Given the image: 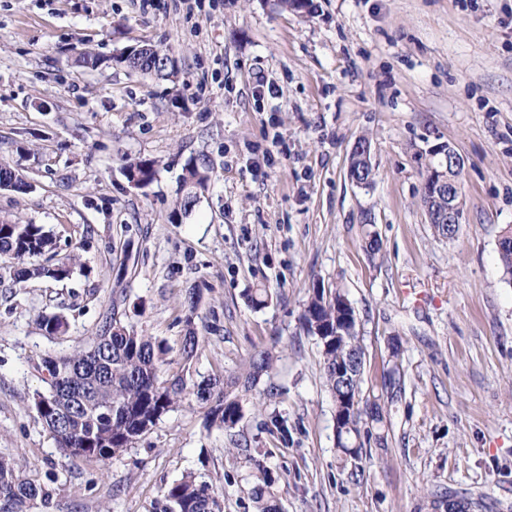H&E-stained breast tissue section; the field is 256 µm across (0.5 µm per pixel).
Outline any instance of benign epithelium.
<instances>
[{"label":"benign epithelium","mask_w":512,"mask_h":512,"mask_svg":"<svg viewBox=\"0 0 512 512\" xmlns=\"http://www.w3.org/2000/svg\"><path fill=\"white\" fill-rule=\"evenodd\" d=\"M430 156V174L423 187L428 223L458 225L463 216L461 186L457 178L448 177V172H459L463 165L462 159L449 144L433 148ZM441 198L447 200L446 207L431 205L433 200Z\"/></svg>","instance_id":"7a95c632"}]
</instances>
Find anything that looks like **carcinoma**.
<instances>
[{"instance_id":"obj_1","label":"carcinoma","mask_w":512,"mask_h":512,"mask_svg":"<svg viewBox=\"0 0 512 512\" xmlns=\"http://www.w3.org/2000/svg\"><path fill=\"white\" fill-rule=\"evenodd\" d=\"M132 72L161 79L172 77L158 66L155 58L145 54ZM156 173L155 160H139L126 166L127 179L146 186L154 181ZM209 179V172L195 164L184 168L180 177L181 198L170 213V220L192 212ZM3 180L15 183L18 193L32 187L22 172L0 163V181ZM78 249L75 245L60 258L57 238L43 225L1 219L0 258H8L10 265L0 267V279L7 277L14 285L39 278L64 281L80 265ZM498 253L504 273L512 278V237L503 239ZM344 297L337 290L327 299L324 290L314 288L302 315V327L307 334L315 337L320 333L326 342L322 347L326 385L343 406L344 380L336 377V365L344 360L349 348L363 353L356 311L340 308ZM186 303L188 314L181 351L183 358L189 360L200 344L194 329L196 294L190 293ZM39 326L47 335L55 336L67 331L68 322L60 314H42ZM169 351L164 342L123 324L114 311L102 315L97 336L89 346L44 358L41 369L48 373L44 378L47 389L35 393L34 406L59 449L68 456L105 461L149 433L185 391L180 377L161 380ZM273 360L270 352H259L251 358L244 375L205 378L194 385L192 394L197 401L209 405L211 421L229 431L242 419L249 393L256 387L258 376L271 369ZM363 414V409L345 411L344 424L349 429L339 447L353 460L362 455V446L355 445V438L360 436ZM275 483L276 478L264 469L261 483L248 490L256 512H279L273 493ZM45 497L44 488L19 481L12 461L0 456V512H28L31 502ZM164 497L175 505L177 512H217L220 508L212 486L192 474L170 484Z\"/></svg>"}]
</instances>
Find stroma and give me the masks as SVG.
I'll return each instance as SVG.
<instances>
[{
	"mask_svg": "<svg viewBox=\"0 0 512 512\" xmlns=\"http://www.w3.org/2000/svg\"><path fill=\"white\" fill-rule=\"evenodd\" d=\"M141 42L176 75L76 63ZM363 136L377 172L366 189L347 178ZM441 143L463 160L451 239L421 199ZM145 158L158 175L137 188L124 168ZM1 162L34 187L0 190V218L80 245L86 268L0 284V456L47 490L30 512H164L165 487L190 471L222 512H254L264 469L282 512H435L446 497L512 512V281L498 258L512 227V0H205L191 18L182 0H0ZM191 163L208 187L169 222ZM317 284L355 308L360 399L380 407L354 464L302 327ZM261 291L267 305L252 307ZM114 306L167 342L166 374L189 386L272 352L232 432L185 397L120 456L60 454L33 406L39 364L92 343ZM42 313L65 315L68 333L44 335ZM186 303L188 314L184 320L186 324V332L185 336H183L181 354L184 359L189 360L195 356L200 344V336H197V333L193 327L195 324L194 315L197 308V299L194 292L189 293L186 299Z\"/></svg>",
	"mask_w": 512,
	"mask_h": 512,
	"instance_id": "35a3bbf8",
	"label": "stroma"
}]
</instances>
